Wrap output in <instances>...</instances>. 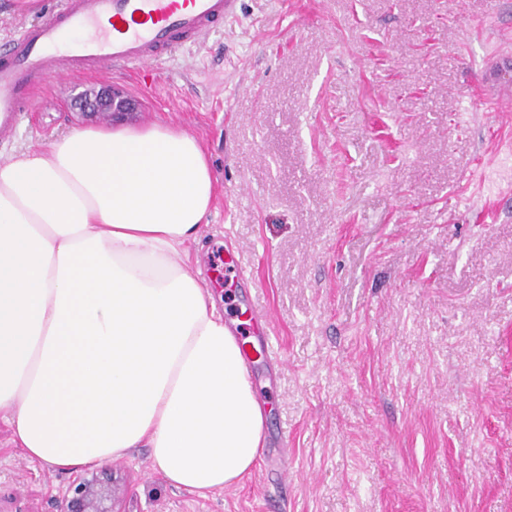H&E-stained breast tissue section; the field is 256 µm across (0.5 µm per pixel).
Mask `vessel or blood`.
<instances>
[{"mask_svg": "<svg viewBox=\"0 0 512 512\" xmlns=\"http://www.w3.org/2000/svg\"><path fill=\"white\" fill-rule=\"evenodd\" d=\"M238 0H58L38 24L0 46V135L30 111L34 94L51 76L101 75L107 67L146 74L155 63L203 42L233 17ZM87 37L73 51V32Z\"/></svg>", "mask_w": 512, "mask_h": 512, "instance_id": "obj_1", "label": "vessel or blood"}]
</instances>
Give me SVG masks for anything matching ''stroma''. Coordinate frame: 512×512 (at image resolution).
Segmentation results:
<instances>
[{
	"mask_svg": "<svg viewBox=\"0 0 512 512\" xmlns=\"http://www.w3.org/2000/svg\"><path fill=\"white\" fill-rule=\"evenodd\" d=\"M512 58V0H238L139 91L122 70L47 79L0 137L10 157L84 127L114 85L139 125L196 137L217 177L203 285L269 311L252 380L268 451L201 497L146 449L88 469L116 512H512V110L486 72ZM236 252L251 288L225 279ZM74 473L29 459L0 415V512H63ZM138 102L117 87L85 89L75 98L76 108L85 115L109 114L123 121L138 110Z\"/></svg>",
	"mask_w": 512,
	"mask_h": 512,
	"instance_id": "stroma-1",
	"label": "stroma"
}]
</instances>
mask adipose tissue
<instances>
[{"label": "adipose tissue", "mask_w": 512, "mask_h": 512, "mask_svg": "<svg viewBox=\"0 0 512 512\" xmlns=\"http://www.w3.org/2000/svg\"><path fill=\"white\" fill-rule=\"evenodd\" d=\"M217 178L167 125L78 128L0 162V411L71 471L145 448L204 495L254 468L266 416L200 282Z\"/></svg>", "instance_id": "obj_1"}]
</instances>
